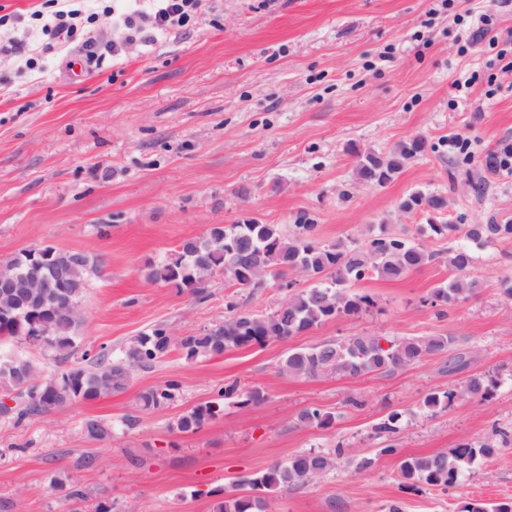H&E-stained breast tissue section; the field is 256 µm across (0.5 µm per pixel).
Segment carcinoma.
Returning <instances> with one entry per match:
<instances>
[{
	"instance_id": "carcinoma-1",
	"label": "carcinoma",
	"mask_w": 512,
	"mask_h": 512,
	"mask_svg": "<svg viewBox=\"0 0 512 512\" xmlns=\"http://www.w3.org/2000/svg\"><path fill=\"white\" fill-rule=\"evenodd\" d=\"M423 138L401 141L389 152L353 151L359 180L383 186L404 167L425 152ZM485 171L497 174L512 172V147L490 149L482 155ZM446 200L440 195L425 196L419 192L408 195L401 203L406 212L428 210L440 212ZM422 237L448 240L447 256L450 277L435 288L425 302L437 308L438 314L467 300L478 288L470 277L474 256L467 246L455 244L461 235L474 245L498 240H512V219L492 217L485 224H426L418 228ZM72 253L52 246L24 250L13 256L6 269L25 273L36 264L42 270L64 268L66 278L59 288L63 303L48 300L40 306H20L9 299H0V335L30 341L40 327L48 330V347L59 363L74 358L77 343L75 333L82 321L81 301L89 277L96 270L95 262L86 253L78 263H72ZM441 258L423 241H411L380 228L378 234L359 246L354 242L324 243L318 240L316 225L299 223L291 235H285L276 224H264L254 218L228 227L215 224L202 237L183 240L162 262L152 266L147 278L151 282L173 284L196 292V273L206 264L224 274L234 285L258 288L264 279L285 278V265L292 264L314 276V283L303 289H287L286 306L269 314L238 310V304L228 302V317L224 324L199 335L173 336L159 326L151 333L138 337L122 355L112 358V352L102 346L94 354H82L81 362L57 374L42 375L33 362L25 359L0 358V389L14 394L16 405L12 415L21 421L76 400H96L124 390L137 370L149 369L173 347L186 359L211 358L230 349L263 346L269 341L286 340L339 316H356L374 306L367 293H353L351 288L376 275L385 280L403 278L409 272ZM448 353L443 371L456 374L467 369V354L461 352L451 336H420L390 340L384 336L358 335L341 340L325 341L308 349L291 350L280 369L295 377L343 375L361 377L372 373H392L419 363L426 355ZM493 379L482 373L467 376L462 385L428 393L423 405L428 410L444 409L458 398L483 400L490 393ZM178 384L148 388L139 394L140 406L146 411L157 409L175 397ZM219 396L241 398L249 405L263 400L256 390L239 391L235 384L224 387ZM222 411L221 403L210 402L180 416L176 429L194 432ZM402 413L392 411L374 426L378 438L398 431ZM333 416L318 408L306 409L298 416L303 427L327 428ZM86 434L95 440L111 435L103 422L91 419L85 423ZM508 443V435L497 429L475 439H466L446 453L415 456L401 463L405 488L421 490L428 487L458 488L463 477L471 472L477 459H488ZM335 454L303 452L264 472L243 479V484L257 495L227 497L215 506V512H265L267 501L260 493L265 490L285 491L325 474L336 465Z\"/></svg>"
}]
</instances>
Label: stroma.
<instances>
[{"label": "stroma", "mask_w": 512, "mask_h": 512, "mask_svg": "<svg viewBox=\"0 0 512 512\" xmlns=\"http://www.w3.org/2000/svg\"><path fill=\"white\" fill-rule=\"evenodd\" d=\"M41 4L0 0L9 16L0 37L45 46L31 67L0 56V262L46 245L94 259L79 351L105 345L118 356L160 325L176 336L201 333L223 324L229 301L273 311L284 299L273 283L243 289L217 274L193 294L147 281L148 262L214 224L255 218L290 233L304 217L321 240L362 245L382 224L410 239L430 222L512 219V173L480 166L485 151L512 143V66L496 59L502 50L512 63V0H206L188 30L126 47L117 60L103 56L82 77L69 75L70 56L91 34L121 41L113 15L123 0H74L94 22L61 50L41 22L10 20ZM487 12V33L473 37ZM416 136L425 153L390 183L357 179L354 150L385 152ZM456 138L467 152L452 147ZM414 191L442 195L445 209L402 211ZM473 252L480 287L445 316L425 299L448 270L429 264L397 281L361 282L377 301L370 312L211 359L174 348L124 391L19 423L0 415V512H213L242 477L340 446L344 456L322 477L268 494L270 512H461L473 499L512 502V446L478 461L459 489L417 493L400 477L406 458L495 428L512 434V302L498 291L512 278V241ZM362 334L455 337L469 371L488 373L495 388L482 401L425 409L427 393L464 379L443 372V353L359 378L280 370L290 349ZM171 380L174 402L139 411L142 391ZM232 383L261 390L263 401L227 399L196 432L175 429L180 415ZM311 407L331 413L332 425L297 427ZM393 410L403 420L387 454L373 428ZM129 415L138 419L130 430ZM90 419L110 425L111 436L89 438ZM363 455L376 461L360 471ZM73 488L83 499L70 498Z\"/></svg>", "instance_id": "1"}]
</instances>
